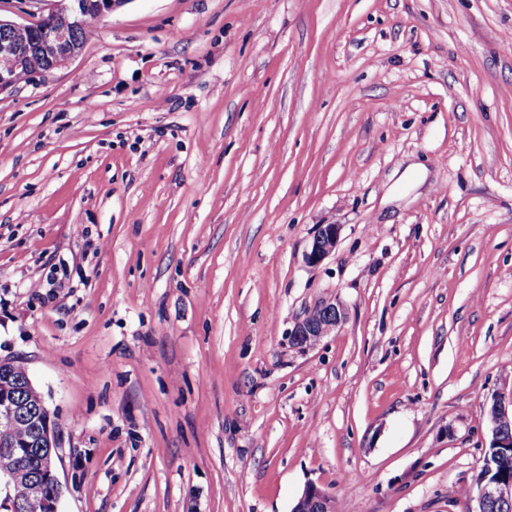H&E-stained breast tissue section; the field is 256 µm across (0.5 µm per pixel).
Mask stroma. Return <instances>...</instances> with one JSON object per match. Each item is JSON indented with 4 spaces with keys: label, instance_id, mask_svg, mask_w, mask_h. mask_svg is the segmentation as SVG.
<instances>
[{
    "label": "stroma",
    "instance_id": "obj_1",
    "mask_svg": "<svg viewBox=\"0 0 512 512\" xmlns=\"http://www.w3.org/2000/svg\"><path fill=\"white\" fill-rule=\"evenodd\" d=\"M0 359L60 512H465L512 395V0H125L0 93ZM340 235V225L322 224L315 236L309 250L306 251L304 258L308 265L315 266L321 263L336 248ZM318 312H312V318L307 315L295 323L291 333V344L300 349L314 347L324 336L336 329L346 318V309L339 300L332 299L322 302L315 308ZM314 509V510H311ZM335 500L321 488L310 483L297 499L291 512H335Z\"/></svg>",
    "mask_w": 512,
    "mask_h": 512
}]
</instances>
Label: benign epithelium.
<instances>
[{
    "instance_id": "1",
    "label": "benign epithelium",
    "mask_w": 512,
    "mask_h": 512,
    "mask_svg": "<svg viewBox=\"0 0 512 512\" xmlns=\"http://www.w3.org/2000/svg\"><path fill=\"white\" fill-rule=\"evenodd\" d=\"M56 7L31 23H18L0 18V93L14 89L24 74L25 80L43 77L61 67L79 54L82 45L74 35L75 25L84 17L101 18L111 13L122 0H54ZM340 225L322 224L309 250L305 262L310 266L321 263L336 248ZM320 318L304 317L295 323L291 344L300 349L314 347L346 318V309L339 300L322 302L316 307ZM20 366L10 360H0V512H59L62 486L56 475L58 443L55 424L45 405L38 404L34 415L26 414L16 399L12 377ZM496 412L489 416L493 441L496 446L512 448V440L501 439L500 422L512 417V397L495 401ZM22 421L32 425L35 442L19 443L15 430ZM38 444L45 449L37 463L38 482L21 494L12 486V475L27 464L30 448ZM503 500L512 504V478L497 477L477 481L475 506L470 512H484L487 500ZM291 512H336L335 500L321 488L310 483L297 499Z\"/></svg>"
}]
</instances>
